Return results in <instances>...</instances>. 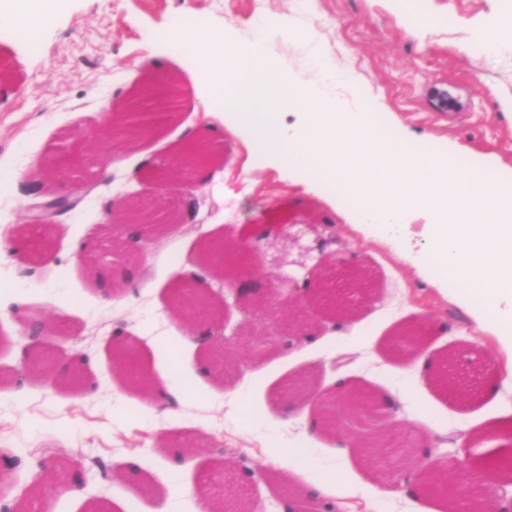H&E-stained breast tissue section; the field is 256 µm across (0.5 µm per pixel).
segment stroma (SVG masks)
<instances>
[{
  "instance_id": "obj_1",
  "label": "stroma",
  "mask_w": 512,
  "mask_h": 512,
  "mask_svg": "<svg viewBox=\"0 0 512 512\" xmlns=\"http://www.w3.org/2000/svg\"><path fill=\"white\" fill-rule=\"evenodd\" d=\"M426 24L410 26L393 0H65L36 40L0 29V503L31 501L41 462L66 456L81 474L79 495L47 490L44 512H155L170 500L174 512H195L196 497L171 495L166 468L181 453L183 485H210L226 500H247L279 512L283 485L307 508L304 482L289 469L319 457L336 478L355 485L346 512H412L393 491L409 473L399 466L373 470L357 449L338 454L332 441L311 432L302 415L275 403L289 377L310 373L320 390L345 380L391 399L389 425L421 440L425 463H438L450 480L493 484L512 512V470L490 476L467 462L465 445L494 434L498 414L512 405V353L486 316L463 305L452 283L424 268L427 218L411 213L396 232H383L334 210L309 187L313 176H287L262 168L244 132L222 129L210 143L224 162L190 192L191 223L165 234L147 254L130 258L118 246L120 227L103 208L113 196L143 192L165 175L186 135L218 126L217 113L196 100L198 69L154 39L174 16L190 15L239 43L278 16L287 29L269 28L264 56L277 73L302 88L340 97L361 111L370 102L380 120L415 148L454 146L465 166H481L499 182H512V0H411ZM503 30L496 51H475L473 28ZM347 74L339 85L328 71ZM150 73L174 74L189 106L177 121L160 120L155 133L106 167L81 168L95 190L62 221L33 223L21 190L28 172L68 144L75 129L102 125L113 100L138 88ZM235 238L255 250L269 288L303 279L323 257L354 259L365 271L369 297L354 321L316 333L298 355L264 346L273 313H253L227 281L225 333L245 357L230 378L216 372L204 345L171 308L175 259L211 279L197 262L202 240ZM87 247L91 258L78 257ZM45 317L62 319L51 337L55 353H84L92 393L25 381L23 399L10 395L22 363L23 330ZM430 322L432 332L416 355L395 356L386 346L403 324ZM129 339L154 386L174 373L182 388L168 400L133 398L112 358V343ZM453 373L475 387L455 398L426 374L448 353ZM30 452L26 467L7 465L17 449ZM289 450L285 464L269 449ZM104 460L117 479L102 478Z\"/></svg>"
}]
</instances>
